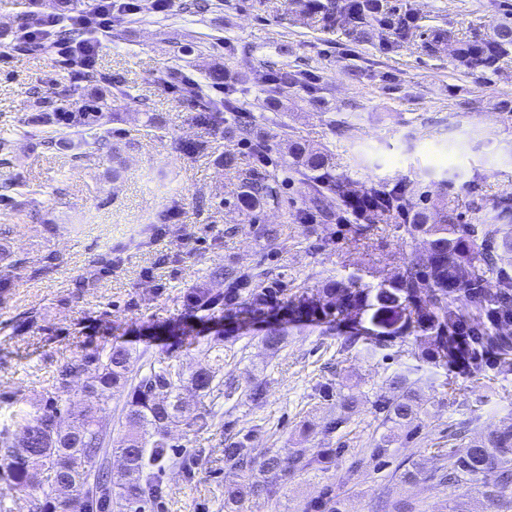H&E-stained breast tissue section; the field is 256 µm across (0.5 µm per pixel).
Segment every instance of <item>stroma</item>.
Returning <instances> with one entry per match:
<instances>
[{
	"label": "stroma",
	"mask_w": 512,
	"mask_h": 512,
	"mask_svg": "<svg viewBox=\"0 0 512 512\" xmlns=\"http://www.w3.org/2000/svg\"><path fill=\"white\" fill-rule=\"evenodd\" d=\"M323 2L311 13L301 0H208L199 12L178 0L170 15H114L96 64L101 86L128 93L106 124L120 149L113 159L90 155L85 128L58 124L56 109L83 104L87 85L51 55L12 52L29 0H0V181L14 183L9 199L0 198V395L40 400L60 363L115 336L133 347V366L160 356L188 371H216L225 397L214 427L189 432L187 421L205 408L193 396L171 427L192 472L166 471L163 512H224V485L235 478L224 445L246 432L257 456L365 447L378 434L373 403L387 394L386 377L415 365L434 384L423 390L421 430L402 431L392 465L351 473L348 458H332L284 479L277 500L246 503L243 512H301L328 489L346 512H381L389 498L410 501L415 512H450L448 489L400 483L395 464L431 472L460 423L476 416L486 430L512 418V375L483 387L419 364L425 344L411 336L341 354L339 336L310 324L273 352L261 340L262 316L240 326L236 304L209 313L194 349L166 335L187 316L190 288H227L216 269L251 275V287L275 289L284 305L352 272L377 283L420 249L396 218L339 223L332 192L313 206L310 182L289 165L292 141L328 151L350 190L404 184L426 206L447 205L459 224L482 223L512 198V46L491 64L464 54L512 20V0H383L362 35L336 0ZM217 68L220 85L209 78ZM282 69L295 83L273 84ZM185 80L204 84L215 100L233 87L252 134L230 133V113L200 124L197 104L180 93ZM49 136L75 146H38ZM195 143L202 151L187 152ZM228 155L235 167H225ZM257 175L275 178L278 201L251 211L239 195ZM173 207L179 223L158 234ZM216 339L220 363L207 353ZM256 382L266 386L259 407L247 396ZM327 384L352 387L362 402L352 423L329 436L324 417L335 405L321 396ZM452 386L463 399L449 397Z\"/></svg>",
	"instance_id": "1"
}]
</instances>
